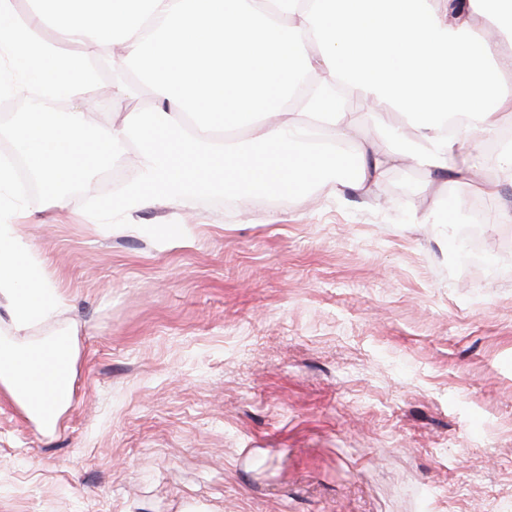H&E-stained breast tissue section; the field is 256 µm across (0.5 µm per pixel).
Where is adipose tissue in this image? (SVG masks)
Listing matches in <instances>:
<instances>
[{"label": "adipose tissue", "mask_w": 512, "mask_h": 512, "mask_svg": "<svg viewBox=\"0 0 512 512\" xmlns=\"http://www.w3.org/2000/svg\"><path fill=\"white\" fill-rule=\"evenodd\" d=\"M19 21L15 0H0V83L66 90L84 107L59 112L46 102L12 123L15 140L38 177L44 200L61 206L67 186L92 164L120 160L137 144V176L103 210L131 212L168 199L233 190L294 196L303 183L334 176L338 188L365 196L391 167L415 160L428 174L446 173L462 147L499 139L512 114V0H32ZM53 28L58 43L41 27ZM119 45L117 67L140 59L164 108L124 112L93 128L87 111L97 81L82 56L59 42ZM306 77L290 93L295 71ZM371 115H405L417 137L361 152L346 169L336 143L354 139L342 93ZM248 128V147L230 131ZM333 129L335 142L320 141ZM0 222V308L8 320L0 340V391L41 430L53 433L73 397L46 382L58 364L73 366L70 341H27L62 298L42 262Z\"/></svg>", "instance_id": "1"}]
</instances>
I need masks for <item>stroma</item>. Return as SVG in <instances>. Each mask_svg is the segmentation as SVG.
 <instances>
[{"label": "stroma", "instance_id": "obj_1", "mask_svg": "<svg viewBox=\"0 0 512 512\" xmlns=\"http://www.w3.org/2000/svg\"><path fill=\"white\" fill-rule=\"evenodd\" d=\"M391 168L277 202L212 192L86 214L112 165L18 233L59 284L75 395L43 434L0 393V512H512V180ZM496 181L482 267L452 269ZM447 209H438V201ZM432 221L419 224L416 214Z\"/></svg>", "mask_w": 512, "mask_h": 512}]
</instances>
